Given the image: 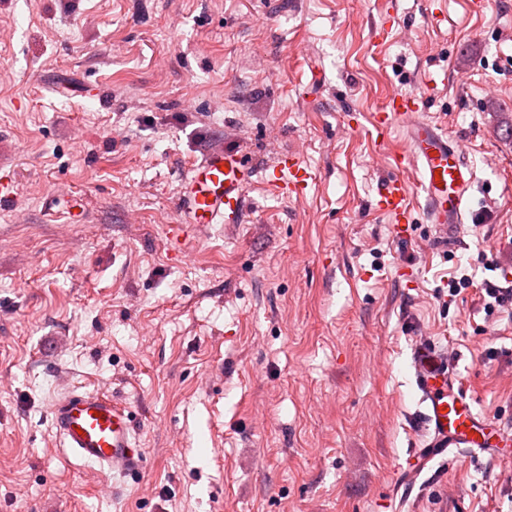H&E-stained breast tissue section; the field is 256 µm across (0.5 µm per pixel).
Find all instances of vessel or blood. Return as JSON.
Returning a JSON list of instances; mask_svg holds the SVG:
<instances>
[{"mask_svg":"<svg viewBox=\"0 0 512 512\" xmlns=\"http://www.w3.org/2000/svg\"><path fill=\"white\" fill-rule=\"evenodd\" d=\"M417 95H390L375 122L380 130L393 124L405 128V144L394 157L399 169L412 170L415 181L395 177L378 191L379 211L392 219L397 237H406L412 222L410 203L413 187L425 194V212L440 237L455 234L468 214L467 191L473 170L465 155L447 136L420 117ZM252 166L246 155L226 149L223 143L204 146L200 156L185 168L177 206L182 224L171 227L173 239H181L183 225L203 228L214 224L243 223L247 211V189ZM309 174L296 152L278 154L272 181L282 190L304 193ZM411 366L421 394L420 420L427 434L423 446L405 459L403 482L414 485L435 460H458L471 456L501 457L512 447V432L501 429L481 413L445 355L434 345L422 343L411 352ZM51 427L63 451L81 462L126 478L139 473L146 456L137 442L129 409L98 392H68L50 405Z\"/></svg>","mask_w":512,"mask_h":512,"instance_id":"vessel-or-blood-1","label":"vessel or blood"}]
</instances>
